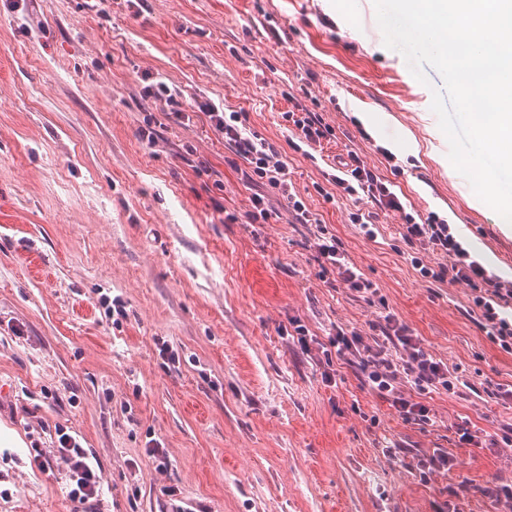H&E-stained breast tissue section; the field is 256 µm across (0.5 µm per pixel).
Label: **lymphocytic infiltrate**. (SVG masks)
Segmentation results:
<instances>
[{
	"instance_id": "1",
	"label": "lymphocytic infiltrate",
	"mask_w": 512,
	"mask_h": 512,
	"mask_svg": "<svg viewBox=\"0 0 512 512\" xmlns=\"http://www.w3.org/2000/svg\"><path fill=\"white\" fill-rule=\"evenodd\" d=\"M200 110L207 116L210 128L223 136L225 147L235 159L242 161L240 175L245 184L276 189L298 223H314L312 212L288 186V168L279 152L264 138L246 130L240 112H229L213 103L202 104ZM328 181L333 189L325 193V200H333V192L338 189L350 198L367 194L378 209L403 212L404 206L390 184L368 169L357 153H348L339 160L336 173L329 175ZM403 229L407 241L419 243L447 258L446 264L436 269L424 265L419 258H412L411 264L421 277L441 282L450 276L466 282L473 293L474 306L481 311V327L487 337L501 349L512 351V319L506 314L507 308L512 307V289L502 287L494 274L471 260L453 236L447 220L437 214L422 220L406 214ZM317 233L315 249L321 274L338 273L348 288L360 293L366 301H373L378 295L376 288L348 266L335 235L324 225L319 226ZM372 329L376 338L370 342L340 327L329 334L326 343L320 346L321 356L317 361L325 382L334 380L337 365H357L365 386L386 399L403 420L419 424L431 420L422 396L440 390L453 393L466 387L465 379L437 361L409 327L392 314L379 315ZM57 451L70 471V500L82 506L96 501L100 477L87 451L66 433L60 434Z\"/></svg>"
}]
</instances>
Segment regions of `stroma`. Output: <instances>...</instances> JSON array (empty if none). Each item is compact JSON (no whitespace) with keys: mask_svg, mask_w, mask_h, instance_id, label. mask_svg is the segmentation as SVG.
<instances>
[{"mask_svg":"<svg viewBox=\"0 0 512 512\" xmlns=\"http://www.w3.org/2000/svg\"><path fill=\"white\" fill-rule=\"evenodd\" d=\"M146 72L196 107L243 113L349 266L469 382L426 396L432 424L402 420L352 367L325 383L285 336L297 318L320 339L335 325L366 337L378 309L319 277L317 224L294 223L276 190L264 191L274 218L246 223L254 191L221 135L198 110L156 114ZM425 74L384 46L373 0H345L339 15L325 0H109L102 15L92 0H0V512H76L62 431L101 477L94 512H506L486 488L512 485V446L468 445L459 428L512 426V400L496 394L512 388V353L482 331L464 282L412 267L444 258L403 238V215L464 225L511 266L512 239L440 165L449 147L427 126L443 81ZM293 102L330 139L295 149ZM362 112L387 116L382 132ZM401 127L419 153L386 159ZM350 151L404 205L378 212L373 240L350 221L370 199L316 191ZM203 162L215 177L198 175ZM164 343L178 362L160 357ZM156 442L162 467L147 453ZM436 448L449 469L419 481L416 453Z\"/></svg>","mask_w":512,"mask_h":512,"instance_id":"1","label":"stroma"}]
</instances>
